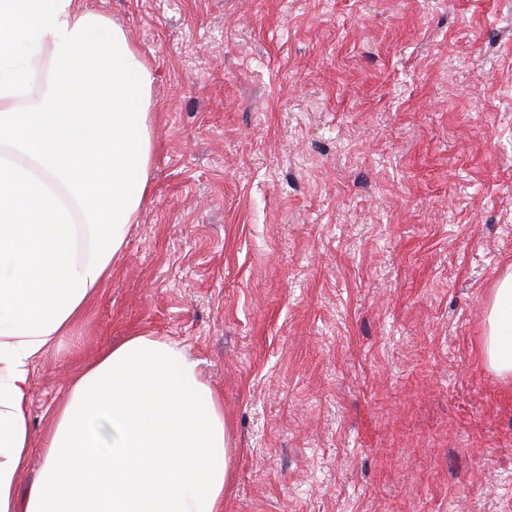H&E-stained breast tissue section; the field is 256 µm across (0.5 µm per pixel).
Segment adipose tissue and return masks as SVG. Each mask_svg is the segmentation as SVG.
Masks as SVG:
<instances>
[{"mask_svg":"<svg viewBox=\"0 0 512 512\" xmlns=\"http://www.w3.org/2000/svg\"><path fill=\"white\" fill-rule=\"evenodd\" d=\"M153 81L85 0H0V512L224 510V407L179 342L136 334L84 362L42 442L27 417L37 359L101 294L148 195ZM481 355L512 377V267Z\"/></svg>","mask_w":512,"mask_h":512,"instance_id":"ef3b65f1","label":"adipose tissue"}]
</instances>
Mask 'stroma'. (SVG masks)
<instances>
[{
  "label": "stroma",
  "instance_id": "stroma-1",
  "mask_svg": "<svg viewBox=\"0 0 512 512\" xmlns=\"http://www.w3.org/2000/svg\"><path fill=\"white\" fill-rule=\"evenodd\" d=\"M151 69V188L35 367L185 344L220 396L224 512H512V0H90ZM485 322L482 358L499 377H512V267L495 283Z\"/></svg>",
  "mask_w": 512,
  "mask_h": 512
}]
</instances>
